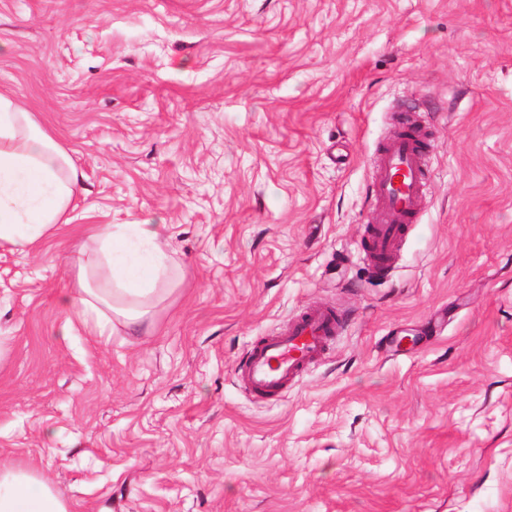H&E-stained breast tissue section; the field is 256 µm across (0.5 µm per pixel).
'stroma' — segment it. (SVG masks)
<instances>
[{"mask_svg":"<svg viewBox=\"0 0 512 512\" xmlns=\"http://www.w3.org/2000/svg\"><path fill=\"white\" fill-rule=\"evenodd\" d=\"M84 174L73 223L0 245V462L74 512H512V0H0V90ZM431 148L387 273L379 149ZM89 224L165 225L140 335L60 297ZM348 318L282 395L235 367Z\"/></svg>","mask_w":512,"mask_h":512,"instance_id":"obj_1","label":"stroma"}]
</instances>
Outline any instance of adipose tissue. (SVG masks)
<instances>
[{"instance_id":"1","label":"adipose tissue","mask_w":512,"mask_h":512,"mask_svg":"<svg viewBox=\"0 0 512 512\" xmlns=\"http://www.w3.org/2000/svg\"><path fill=\"white\" fill-rule=\"evenodd\" d=\"M84 175L54 135L11 94L0 92V243L25 255L44 237L70 223ZM102 259L79 266L63 297L83 319L112 318L141 327L173 276L163 225L91 224ZM0 512H71L53 483L34 467L0 464Z\"/></svg>"}]
</instances>
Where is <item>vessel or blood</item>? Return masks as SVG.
<instances>
[{"mask_svg":"<svg viewBox=\"0 0 512 512\" xmlns=\"http://www.w3.org/2000/svg\"><path fill=\"white\" fill-rule=\"evenodd\" d=\"M430 177L429 156L416 139L398 135L381 148L372 174L375 206L367 238V255L374 265L393 261L426 202ZM342 326L333 309L307 310L255 345L235 372L256 397L280 394L325 354Z\"/></svg>","mask_w":512,"mask_h":512,"instance_id":"1","label":"vessel or blood"}]
</instances>
